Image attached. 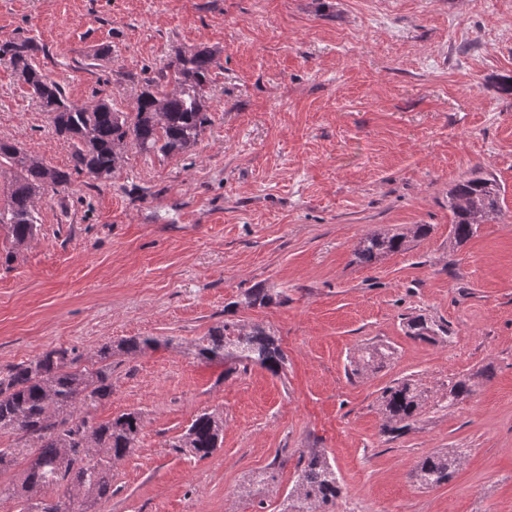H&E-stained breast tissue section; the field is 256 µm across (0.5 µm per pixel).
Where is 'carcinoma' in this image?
<instances>
[{
	"label": "carcinoma",
	"instance_id": "1",
	"mask_svg": "<svg viewBox=\"0 0 512 512\" xmlns=\"http://www.w3.org/2000/svg\"><path fill=\"white\" fill-rule=\"evenodd\" d=\"M39 52L40 47L31 39L0 40V62L12 65L31 96L50 114L55 134L73 141V171L78 174L94 179L110 177L129 141L143 151L178 155L194 145L211 123L203 95L212 68V56L206 49L177 53L163 75L172 88L161 90L153 80L146 83L132 112L115 110L106 99L84 105L69 101L60 82L36 62ZM6 168L13 177L0 198V228L6 230L11 245L17 248L37 233L36 201L49 191L68 186L71 173L0 140V173ZM501 194L497 180L482 171L457 181L448 191L451 243H466L478 225L486 223L485 216L498 217ZM428 231L429 225L417 224L405 233L368 234L355 249L356 260L370 264L386 254L401 252L409 239L422 238ZM272 301L267 289L256 287L246 292L243 304L251 308ZM407 326L413 338L424 342L451 339L448 329L433 327L421 316L410 319ZM158 345L153 337L132 336L117 350L132 355ZM191 353L202 362L257 364L274 376L280 375L286 365V355L276 337L259 325L229 321L210 329L193 345ZM98 356L101 366L74 369L67 364V351L54 348L0 378V435L22 433L32 442L30 447L0 448V474L26 461L18 482H0V497L23 502L22 512H87V507L112 496V467L134 448L141 418L137 412H127L104 423H89L84 410L112 395V347H102ZM387 356L389 353L381 348H367L355 366L371 368ZM471 392L468 378L448 382L443 408H453ZM420 408L414 384L406 381L386 388L382 393V431L403 434ZM223 433L224 416L204 411L191 420L176 447L207 458L219 447ZM460 461L453 452L429 455L418 464L415 477L424 486L446 483ZM62 485L66 486L63 496L32 500V492ZM337 494L335 470L314 455L301 469L282 512H317L332 503Z\"/></svg>",
	"mask_w": 512,
	"mask_h": 512
}]
</instances>
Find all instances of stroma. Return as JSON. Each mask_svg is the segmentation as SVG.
<instances>
[{"instance_id": "35a3bbf8", "label": "stroma", "mask_w": 512, "mask_h": 512, "mask_svg": "<svg viewBox=\"0 0 512 512\" xmlns=\"http://www.w3.org/2000/svg\"><path fill=\"white\" fill-rule=\"evenodd\" d=\"M17 36L70 101L123 112L176 51L214 59L197 143L127 145L102 180L73 173L71 141L0 64V139L72 174L26 246L0 235V377L50 348L84 366L159 341L115 354L89 411L142 422L93 512H280L315 451L339 480L330 512H512V0H0V38ZM477 168L502 213L454 247L448 191ZM416 224L430 231L406 250L356 263L363 236ZM256 286L273 302L241 306ZM418 314L451 342L410 338ZM227 318L276 336L284 372L194 359ZM368 344L392 355L353 374ZM463 376L470 396L441 409ZM402 380L423 405L391 437L381 396ZM204 410L224 435L201 459L172 443ZM442 449L460 466L420 485ZM460 461L461 457L454 452L435 453L420 461L414 476L424 486L447 483Z\"/></svg>"}]
</instances>
